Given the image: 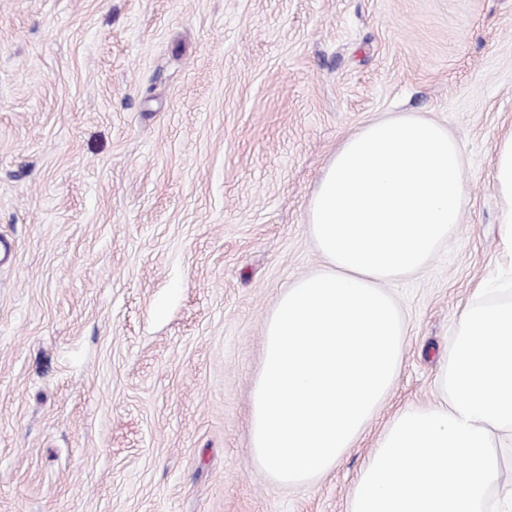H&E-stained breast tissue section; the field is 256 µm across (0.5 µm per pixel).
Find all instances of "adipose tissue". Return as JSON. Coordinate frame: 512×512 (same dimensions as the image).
I'll return each instance as SVG.
<instances>
[{"mask_svg":"<svg viewBox=\"0 0 512 512\" xmlns=\"http://www.w3.org/2000/svg\"><path fill=\"white\" fill-rule=\"evenodd\" d=\"M439 402L386 425L349 512H487L512 455V288L469 303L437 373Z\"/></svg>","mask_w":512,"mask_h":512,"instance_id":"ef3b65f1","label":"adipose tissue"}]
</instances>
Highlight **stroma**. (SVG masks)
Instances as JSON below:
<instances>
[{"label": "stroma", "instance_id": "stroma-1", "mask_svg": "<svg viewBox=\"0 0 512 512\" xmlns=\"http://www.w3.org/2000/svg\"><path fill=\"white\" fill-rule=\"evenodd\" d=\"M407 113L466 157L462 222L386 283L394 385L312 482L256 462L281 290L322 268L310 197L340 142ZM512 0H0V512H349L478 288L512 277L494 146Z\"/></svg>", "mask_w": 512, "mask_h": 512}]
</instances>
